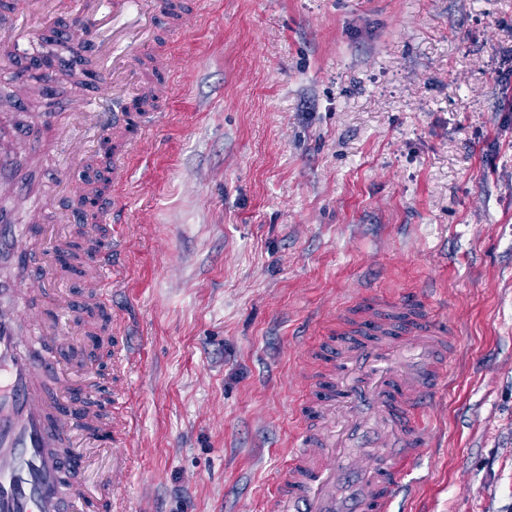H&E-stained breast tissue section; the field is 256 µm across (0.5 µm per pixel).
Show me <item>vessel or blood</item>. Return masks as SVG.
Masks as SVG:
<instances>
[{
  "label": "vessel or blood",
  "mask_w": 512,
  "mask_h": 512,
  "mask_svg": "<svg viewBox=\"0 0 512 512\" xmlns=\"http://www.w3.org/2000/svg\"><path fill=\"white\" fill-rule=\"evenodd\" d=\"M113 15L128 11L168 19L178 30L189 17L185 0H11L0 12V52L33 40L32 22L66 11L76 29L91 19L90 4ZM155 43L153 31L127 29L112 41V66L93 91L80 93L66 111L43 113L35 127L0 138V512H95L75 468L78 441L110 434L128 442V419L101 420L92 409L74 416L76 381L69 370L76 349L74 308L56 288L69 252L66 235H50L46 216L59 195H30L25 168L52 141L69 177L71 196H94L83 173L92 161L82 148L85 130L125 132L131 113L155 110L158 90L140 75ZM124 196L79 223L111 222L125 213ZM112 244L86 238L80 286L98 306H112ZM347 324L323 337L320 363L297 408L302 428L280 470L265 512H391L404 475L424 442V403L437 396L449 374L452 322L427 311L426 297L375 300L348 310ZM129 458L118 453L105 478L124 488Z\"/></svg>",
  "instance_id": "b4317fda"
}]
</instances>
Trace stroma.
Returning a JSON list of instances; mask_svg holds the SVG:
<instances>
[{
  "mask_svg": "<svg viewBox=\"0 0 512 512\" xmlns=\"http://www.w3.org/2000/svg\"><path fill=\"white\" fill-rule=\"evenodd\" d=\"M102 225L140 355L126 512H261L339 305L430 290L455 367L394 512H512V0H188Z\"/></svg>",
  "mask_w": 512,
  "mask_h": 512,
  "instance_id": "obj_1",
  "label": "stroma"
}]
</instances>
